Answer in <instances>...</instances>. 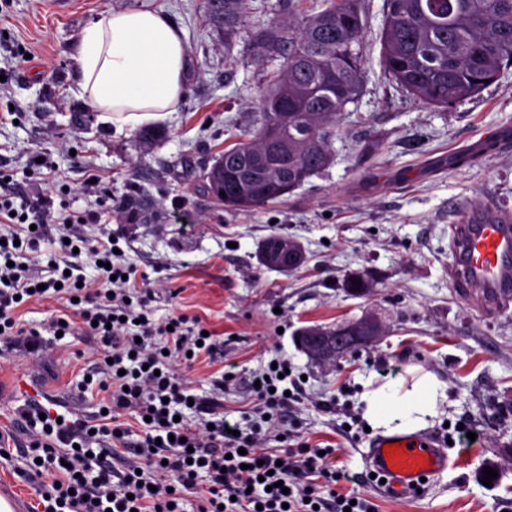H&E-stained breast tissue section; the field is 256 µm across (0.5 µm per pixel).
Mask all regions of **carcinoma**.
<instances>
[{
    "instance_id": "carcinoma-1",
    "label": "carcinoma",
    "mask_w": 512,
    "mask_h": 512,
    "mask_svg": "<svg viewBox=\"0 0 512 512\" xmlns=\"http://www.w3.org/2000/svg\"><path fill=\"white\" fill-rule=\"evenodd\" d=\"M215 28L231 40L249 0H207ZM319 11L275 23L257 43L280 61L259 95V118L224 148L230 210L251 211L287 195L268 177L276 165L303 184L331 161L336 117L357 100L364 67L363 0H318ZM381 54L389 77L445 110L480 94L512 65V0H385Z\"/></svg>"
}]
</instances>
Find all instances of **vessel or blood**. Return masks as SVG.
<instances>
[{"instance_id": "1", "label": "vessel or blood", "mask_w": 512, "mask_h": 512, "mask_svg": "<svg viewBox=\"0 0 512 512\" xmlns=\"http://www.w3.org/2000/svg\"><path fill=\"white\" fill-rule=\"evenodd\" d=\"M453 262L449 269L452 288L463 298H476L483 314L495 315L512 304V214L485 205L463 209L450 226ZM400 444L394 456H385V442ZM370 472L383 480L391 497L417 495V483L433 478L448 467V455L435 443L393 434L377 439L367 456Z\"/></svg>"}]
</instances>
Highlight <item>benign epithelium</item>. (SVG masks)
Instances as JSON below:
<instances>
[{"instance_id":"7a95c632","label":"benign epithelium","mask_w":512,"mask_h":512,"mask_svg":"<svg viewBox=\"0 0 512 512\" xmlns=\"http://www.w3.org/2000/svg\"><path fill=\"white\" fill-rule=\"evenodd\" d=\"M305 252L295 240L281 238L276 247L263 254L262 261L271 267L293 269L304 263ZM382 335V326L374 321L362 320L350 323L334 334H327L314 327L299 331V339L308 344L306 352L319 361L332 360L348 352H356L374 343Z\"/></svg>"}]
</instances>
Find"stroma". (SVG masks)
<instances>
[{"label":"stroma","instance_id":"1","mask_svg":"<svg viewBox=\"0 0 512 512\" xmlns=\"http://www.w3.org/2000/svg\"><path fill=\"white\" fill-rule=\"evenodd\" d=\"M143 4L164 9L182 28L188 57L184 95L176 111L157 113L165 135L152 143L138 138L142 115L118 123L95 109L73 60L84 27ZM250 5L248 26L228 52L205 18L206 0H10L0 13V113L12 104L17 115L0 120V168L13 174L19 195H48L77 212L100 211L107 188L124 201V223L65 231L90 241L118 237L148 276L154 320L178 310L217 333L223 357L187 372L195 394L223 378L225 411L248 422L252 374L287 358L301 384L299 401L283 413L286 427L312 447L342 449L376 512H512V308L483 315L448 279L449 226L461 204L512 210V137L472 166L448 164L489 132L512 128V67L455 108L431 107L385 72L384 0H365V73L357 102L336 119L332 165L279 200L231 212L206 191L202 174L228 145L227 126L247 127L257 114L263 64L252 47L270 18L286 14L284 0ZM39 156L57 167L59 184L29 176ZM88 167L103 191L86 188ZM272 235L299 242L305 263L290 273L262 265L260 245ZM355 276L369 281L368 292H349ZM56 309L48 297L17 311L41 330L42 361L0 338V429L16 431L15 413L32 399H52L64 414L98 411L96 398L76 389L94 343L44 330ZM365 315L385 332L357 354L316 362L295 342L303 327L333 328ZM384 369L407 381L434 374L450 399L421 431L448 441L450 464L421 495L402 501L371 480L369 436L354 440L342 429L360 420L364 384ZM460 424L476 432L475 441L450 444ZM18 467L0 461V497L12 512H28L34 485ZM488 467L497 476L486 486Z\"/></svg>","mask_w":512,"mask_h":512}]
</instances>
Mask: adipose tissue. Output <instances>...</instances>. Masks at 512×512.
<instances>
[{
	"label": "adipose tissue",
	"instance_id": "1",
	"mask_svg": "<svg viewBox=\"0 0 512 512\" xmlns=\"http://www.w3.org/2000/svg\"><path fill=\"white\" fill-rule=\"evenodd\" d=\"M75 60L96 109L172 112L185 88L187 56L182 29L149 8L112 13L83 29ZM448 387L423 374L411 386L366 384L362 417L375 430L411 434L433 424L448 401Z\"/></svg>",
	"mask_w": 512,
	"mask_h": 512
}]
</instances>
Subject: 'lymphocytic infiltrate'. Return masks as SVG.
<instances>
[{
    "mask_svg": "<svg viewBox=\"0 0 512 512\" xmlns=\"http://www.w3.org/2000/svg\"><path fill=\"white\" fill-rule=\"evenodd\" d=\"M84 221L55 210L48 195L0 197V224L8 228L0 240V335L40 356L39 331L16 311L50 295L62 307L50 331H83L97 348L78 389L101 393L102 413L60 419L39 405L18 415L26 436L18 455L39 487L34 512H183L189 498L195 512H371L366 494L339 487L335 450L313 453L301 443L266 449L269 427L293 402L277 386L287 361L252 390L267 426L242 427L225 418L218 396L191 397L178 376L195 358H214L215 334L183 312L159 324L141 320L147 277L115 253L111 239L92 245L77 237L60 244L43 275L24 268L52 225ZM84 254L100 264L95 280L82 279ZM186 406L198 425L181 420Z\"/></svg>",
    "mask_w": 512,
    "mask_h": 512,
    "instance_id": "lymphocytic-infiltrate-1",
    "label": "lymphocytic infiltrate"
}]
</instances>
